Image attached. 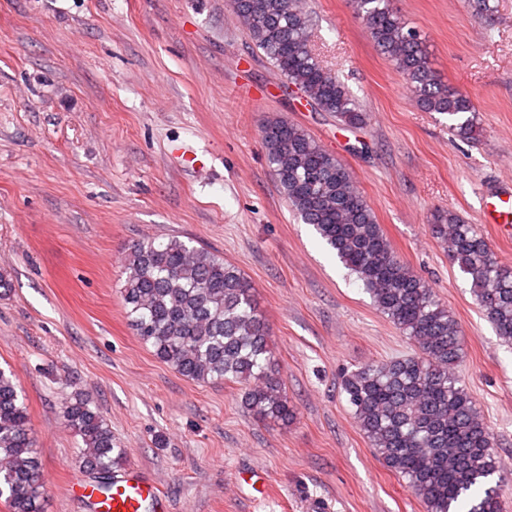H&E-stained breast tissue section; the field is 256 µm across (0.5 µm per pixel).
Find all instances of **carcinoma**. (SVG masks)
<instances>
[{
  "label": "carcinoma",
  "instance_id": "obj_1",
  "mask_svg": "<svg viewBox=\"0 0 512 512\" xmlns=\"http://www.w3.org/2000/svg\"><path fill=\"white\" fill-rule=\"evenodd\" d=\"M283 86L347 127L365 124L348 87L311 44L304 0H229ZM378 51L409 84L418 105L448 116L464 138L476 131L471 98L445 85L417 32L390 0H354ZM263 140L278 186L297 218L356 275L374 306L411 341L415 353L347 373L343 393L383 464L405 481L426 512H501L493 478L505 468L475 402L456 374L463 351L458 322L427 281L395 253L372 207L343 163L301 127L272 120ZM430 230L470 281L476 304L500 338L512 342V268L486 238L451 211L432 214ZM120 289L138 339L180 375L234 382L257 420L286 423L295 414L284 391L253 288L234 265L176 237L128 247ZM64 418L80 437L83 467L112 485V429L81 393ZM40 468L30 421L12 376L0 369V499L9 512H41Z\"/></svg>",
  "mask_w": 512,
  "mask_h": 512
}]
</instances>
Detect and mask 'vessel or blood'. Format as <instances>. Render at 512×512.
Here are the masks:
<instances>
[{"instance_id": "1", "label": "vessel or blood", "mask_w": 512, "mask_h": 512, "mask_svg": "<svg viewBox=\"0 0 512 512\" xmlns=\"http://www.w3.org/2000/svg\"><path fill=\"white\" fill-rule=\"evenodd\" d=\"M484 223H512V192L502 191L487 197ZM75 499L86 500L96 512H167V501L158 486L141 471L131 469L113 477L108 495H100L93 485L79 486Z\"/></svg>"}]
</instances>
